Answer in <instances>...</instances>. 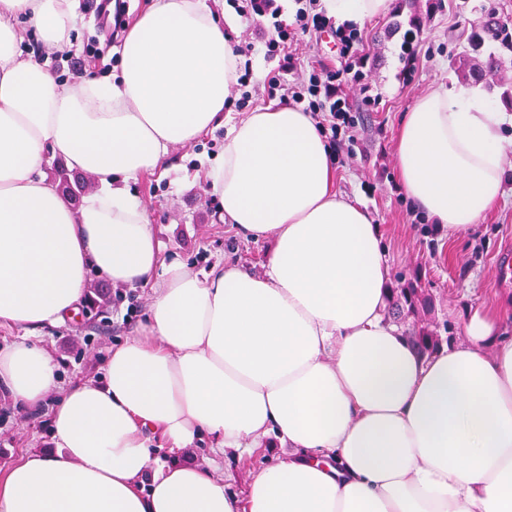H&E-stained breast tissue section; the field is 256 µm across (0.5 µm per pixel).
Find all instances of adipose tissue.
I'll list each match as a JSON object with an SVG mask.
<instances>
[{
  "label": "adipose tissue",
  "instance_id": "1",
  "mask_svg": "<svg viewBox=\"0 0 512 512\" xmlns=\"http://www.w3.org/2000/svg\"><path fill=\"white\" fill-rule=\"evenodd\" d=\"M393 0H323L335 24ZM78 0H0V382L49 395L47 451L0 475V512H512V339L479 306L461 336L420 358L384 312L379 225L333 187L335 154L294 106L225 121L240 55L208 0H153L112 78L59 82ZM39 51L17 49L20 27ZM227 124L207 174L222 220L272 240L265 270L204 278L163 262L128 182ZM512 113L479 84L431 88L406 113L396 161L407 195L456 235L502 194ZM91 176L71 204L45 157ZM154 300L100 377L61 386L34 337L76 314L90 272ZM252 454L244 494L182 452L197 437Z\"/></svg>",
  "mask_w": 512,
  "mask_h": 512
}]
</instances>
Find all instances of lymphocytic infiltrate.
<instances>
[{
  "label": "lymphocytic infiltrate",
  "mask_w": 512,
  "mask_h": 512,
  "mask_svg": "<svg viewBox=\"0 0 512 512\" xmlns=\"http://www.w3.org/2000/svg\"><path fill=\"white\" fill-rule=\"evenodd\" d=\"M294 2L297 6L296 26L291 29L281 21L284 7L280 0H231L239 16L256 18L268 25L262 42L264 56L279 61L278 73L263 80L268 96L278 95L282 100L301 106L317 119L322 133L328 135L338 150H350L357 140V119L343 87L349 80L353 64L363 59L362 36L354 28H335L338 65L318 61L298 81H291L290 76L296 71L293 48L298 33H318L330 27L329 19L320 9V0Z\"/></svg>",
  "instance_id": "f902f5d3"
}]
</instances>
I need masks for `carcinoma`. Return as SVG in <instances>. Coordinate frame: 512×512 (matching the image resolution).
<instances>
[{"instance_id": "carcinoma-1", "label": "carcinoma", "mask_w": 512, "mask_h": 512, "mask_svg": "<svg viewBox=\"0 0 512 512\" xmlns=\"http://www.w3.org/2000/svg\"><path fill=\"white\" fill-rule=\"evenodd\" d=\"M457 39L463 48V56L474 61L461 69L463 78L484 80L494 75L493 64L502 70L512 68V24L507 29H500L480 23L462 30ZM432 309L430 294L418 283L409 282L390 289L388 317L400 319L425 315L406 339L416 353L426 359L452 339L450 327H441L429 318Z\"/></svg>"}]
</instances>
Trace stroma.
<instances>
[{
    "label": "stroma",
    "mask_w": 512,
    "mask_h": 512,
    "mask_svg": "<svg viewBox=\"0 0 512 512\" xmlns=\"http://www.w3.org/2000/svg\"><path fill=\"white\" fill-rule=\"evenodd\" d=\"M485 0H444L441 11L428 13V0H393L387 15L364 22L360 32L367 53L364 81L377 99L364 103L361 95L347 96L360 118L358 141L350 158L337 165L333 185L359 201L381 228L392 260L393 273L412 277L420 273L421 285L432 296L437 323L449 324L461 333L470 311L477 305L496 306L512 285L495 275L496 261L512 251V146L506 147L508 169L504 194L484 213L480 224L461 239L449 241L447 233H427L412 223L413 204L396 166L395 143L402 120L416 99L440 83L459 79L461 48L456 39L469 23L481 16ZM423 20L412 58L401 52L402 35L393 23L408 25ZM71 50L55 57L53 67L61 83L88 72L99 77L120 74L121 56L105 58L101 67L83 63L90 46L108 48L107 35L96 26L93 0H80ZM225 126H218L192 144L173 148L164 175L141 174L131 180L135 191L154 218L153 230L163 245L165 258H177L199 274L218 263L231 261L254 274L264 271L271 241L238 234L219 218L221 204L211 195L205 174L224 152ZM90 293L107 292L108 305L78 312L61 327L46 330L43 349L63 370L65 382L99 376L113 345L135 335L152 300L146 288L116 287L106 278L91 275ZM49 409L29 410L14 406L0 389V472L23 452L49 445ZM275 439L246 460L234 453L213 454L208 440L195 441L186 449L187 459L211 464L224 472L231 490H244L250 467L270 458Z\"/></svg>",
    "instance_id": "obj_1"
}]
</instances>
